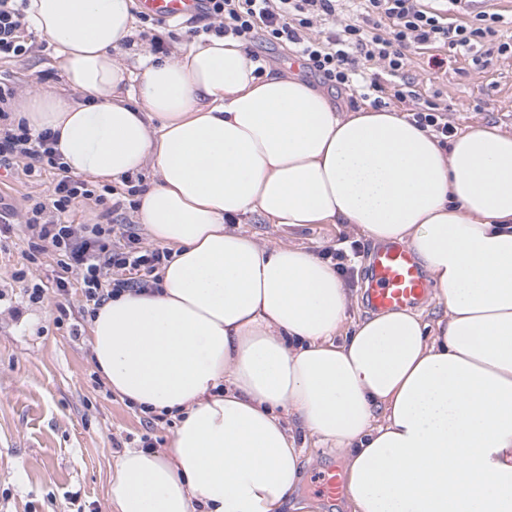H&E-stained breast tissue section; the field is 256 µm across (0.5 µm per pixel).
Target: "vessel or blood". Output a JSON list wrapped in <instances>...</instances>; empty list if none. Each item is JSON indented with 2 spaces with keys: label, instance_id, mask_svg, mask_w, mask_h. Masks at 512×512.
<instances>
[{
  "label": "vessel or blood",
  "instance_id": "obj_1",
  "mask_svg": "<svg viewBox=\"0 0 512 512\" xmlns=\"http://www.w3.org/2000/svg\"><path fill=\"white\" fill-rule=\"evenodd\" d=\"M144 14L162 21L198 16L203 0H139ZM430 285L412 250L400 242L378 246L371 261L367 285L370 306L380 312L412 309L422 304Z\"/></svg>",
  "mask_w": 512,
  "mask_h": 512
}]
</instances>
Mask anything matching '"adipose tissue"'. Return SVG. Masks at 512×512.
I'll list each match as a JSON object with an SVG mask.
<instances>
[{
	"label": "adipose tissue",
	"mask_w": 512,
	"mask_h": 512,
	"mask_svg": "<svg viewBox=\"0 0 512 512\" xmlns=\"http://www.w3.org/2000/svg\"><path fill=\"white\" fill-rule=\"evenodd\" d=\"M69 93L12 122L57 133L72 175L152 167L135 216L170 250L150 290L90 317L109 388L176 422L112 466L114 512H295L304 436L342 454L345 512H512V135L449 147L406 115L345 112L242 42L197 41L130 69L132 0H29ZM345 224L407 243L443 311L354 316L330 262L231 230Z\"/></svg>",
	"instance_id": "1"
}]
</instances>
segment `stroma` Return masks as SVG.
I'll use <instances>...</instances> for the list:
<instances>
[{
    "mask_svg": "<svg viewBox=\"0 0 512 512\" xmlns=\"http://www.w3.org/2000/svg\"><path fill=\"white\" fill-rule=\"evenodd\" d=\"M23 38L31 52L0 59V82L15 87L20 96L45 89L67 92L49 40L29 30ZM440 56L445 63L438 68L428 55L411 53L405 76L416 90L447 105L455 129L487 124L512 133V56L482 71L449 51ZM53 179L49 170L27 176L19 162L1 168L0 202L21 211L28 197L48 198ZM237 229L269 246L289 243L317 254L356 240L344 224L287 226L255 214L243 217ZM28 242L27 229L19 223L0 241V512H111L114 442L147 433L165 448L175 426L161 420L146 428L136 407L107 384L96 383L80 288L63 296L50 289L42 302H28L26 286L44 278L54 264L49 253L29 263ZM359 243L347 286L359 298L357 315L364 317L371 313L362 296L374 244L366 239ZM19 269L26 273L21 281L14 278ZM62 306L69 311L64 319L58 312ZM303 455L301 503L307 512H333L332 503L315 493L312 484L319 471L336 465L338 453L309 440Z\"/></svg>",
    "mask_w": 512,
    "mask_h": 512,
    "instance_id": "stroma-1",
    "label": "stroma"
}]
</instances>
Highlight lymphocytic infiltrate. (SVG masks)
<instances>
[{
  "label": "lymphocytic infiltrate",
  "mask_w": 512,
  "mask_h": 512,
  "mask_svg": "<svg viewBox=\"0 0 512 512\" xmlns=\"http://www.w3.org/2000/svg\"><path fill=\"white\" fill-rule=\"evenodd\" d=\"M433 0H205L203 33L231 36L260 61L255 42L287 43L303 68L329 88L351 90L372 99L375 107L387 101H412L411 118L428 130L440 145L453 132L447 110L421 99L401 74L411 48H448L485 67L493 56H512V37L504 30L506 19L497 11L478 7V0H445L436 8ZM26 0H0V58L27 53L22 33L28 26ZM343 14L337 29L311 36L314 23ZM55 134H31L25 124L0 133V164L17 159L26 162L27 174L45 168L57 178L47 200H32L21 218L30 233V253L52 252L57 274L27 291L29 302H40L46 290L66 294L79 284L87 314L125 291L148 287L157 281L170 253L143 246L131 224H69L65 216L79 198L122 210L112 187L69 175L54 149Z\"/></svg>",
  "instance_id": "lymphocytic-infiltrate-1"
}]
</instances>
